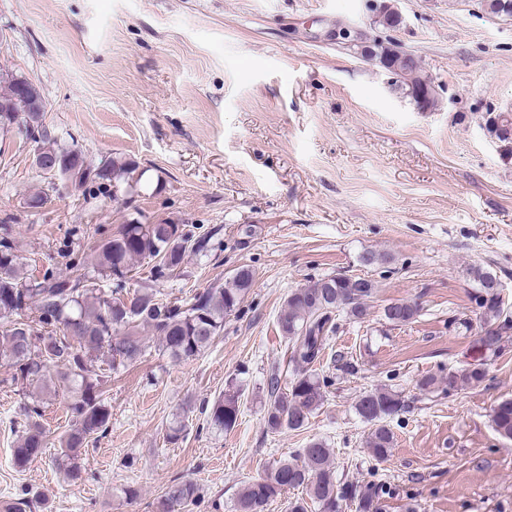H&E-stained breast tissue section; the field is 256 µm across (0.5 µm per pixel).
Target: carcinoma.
<instances>
[{"label":"carcinoma","mask_w":512,"mask_h":512,"mask_svg":"<svg viewBox=\"0 0 512 512\" xmlns=\"http://www.w3.org/2000/svg\"><path fill=\"white\" fill-rule=\"evenodd\" d=\"M486 10L495 16L512 17V0H485ZM427 78L411 55L402 65L394 86L414 106L420 102L413 89ZM26 80L11 77L0 86V104L13 106L0 112V130L7 131L23 118L25 136L37 144L44 156L67 161L74 167L68 177L87 181L119 182L131 173L130 162L91 168L83 154L56 148L43 123V113L29 111L31 99L20 85ZM484 128L500 150L502 159L512 160V112H488ZM208 251V237L194 235L184 224H143L131 221L115 234L103 238L93 253L94 269L112 279L105 292L89 284L83 258L68 263L65 273L47 271L40 279L22 276V263L11 240L0 239V356L7 359L10 385L42 392L56 380L68 384L67 410L73 428L59 439L58 468L71 479L80 475L81 449L106 432L111 412L103 399V383L112 372L134 363L146 354L138 327L150 329L159 340V350L173 360L196 357L221 331L224 318L239 309L250 292L255 272L237 268L223 286L198 293L186 304L167 301L150 288L124 294L137 262H148L158 278L181 266L190 253ZM476 283L471 303L478 312L481 336L478 343L491 357L498 356L504 339L512 333V315L504 307L501 282L481 266L470 269ZM375 293V283L344 274L317 279L307 288L290 291L277 317L280 335L291 343V362L296 376L281 388L278 375L270 377L264 422L272 433L299 430L309 423L325 400L330 380L313 369L337 329V317L358 322L368 315L366 300ZM420 307L414 301L399 300L384 307V317L394 325L412 322ZM485 364L450 367L422 375L417 386L425 394L449 393L478 386L485 381ZM408 403L401 392L377 388L362 393L356 403L358 416L371 425L366 451L374 460H386L394 436L385 421L402 414ZM24 435L13 450V464L26 469L42 458L48 440L41 423L42 409L34 401L25 406ZM207 420L221 431L232 430L240 413L239 392L230 388L206 406ZM491 423L503 438L512 440V398L492 410ZM290 489L305 496L288 501V512H341L342 503L357 504V512H376V492L355 482L336 478L334 451L321 440L311 441L291 458L274 461L263 476L248 482L237 496L236 512H267L269 505ZM200 500L199 488L188 480L170 484L158 502L157 512H174L175 507Z\"/></svg>","instance_id":"cac0c4a2"}]
</instances>
